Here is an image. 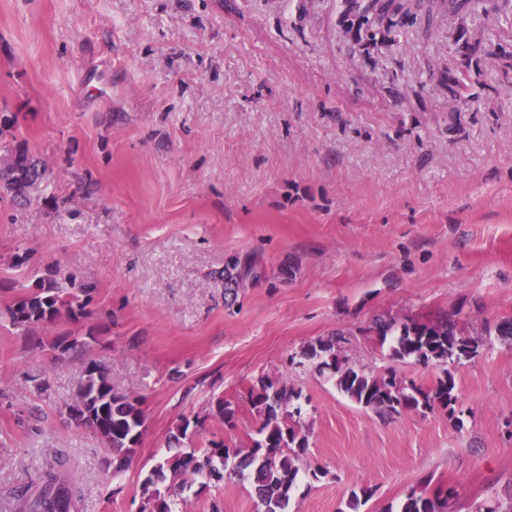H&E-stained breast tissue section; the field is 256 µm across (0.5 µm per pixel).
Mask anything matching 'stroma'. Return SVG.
Returning a JSON list of instances; mask_svg holds the SVG:
<instances>
[{
  "label": "stroma",
  "instance_id": "stroma-1",
  "mask_svg": "<svg viewBox=\"0 0 512 512\" xmlns=\"http://www.w3.org/2000/svg\"><path fill=\"white\" fill-rule=\"evenodd\" d=\"M427 5L387 47L343 0H0V113L15 117L0 163L45 166L29 205L0 193V512L58 456L73 512H138L169 448L250 445L262 376L299 391L302 465L324 472L289 512H348L363 487L359 512H400L427 478L456 489L451 512L512 496L511 344L453 366L452 415L382 417L289 368L341 329L351 365L429 386L442 367L392 357L376 318L453 314L476 339L512 320V0L431 20ZM456 69L479 77L470 100L441 85ZM238 261L254 271L230 296ZM57 273L92 286L87 317L14 328L8 306ZM76 330L81 355L54 361ZM92 360L144 413L118 475L59 413ZM220 398L234 424L211 417ZM215 504L258 512L246 480L210 482L184 512Z\"/></svg>",
  "mask_w": 512,
  "mask_h": 512
}]
</instances>
